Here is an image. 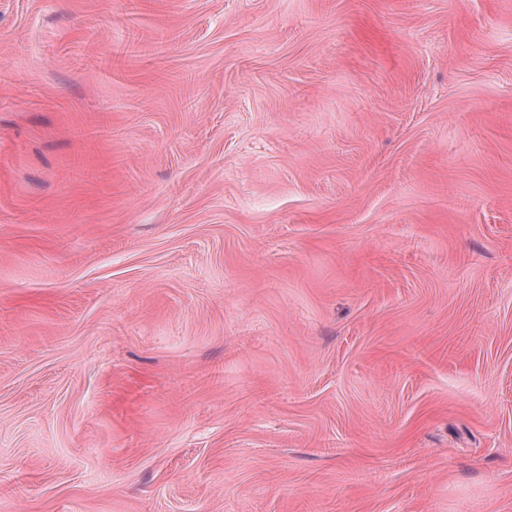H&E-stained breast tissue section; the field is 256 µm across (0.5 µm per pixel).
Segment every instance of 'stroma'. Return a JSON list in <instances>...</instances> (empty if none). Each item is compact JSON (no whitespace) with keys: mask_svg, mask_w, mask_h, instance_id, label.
Wrapping results in <instances>:
<instances>
[{"mask_svg":"<svg viewBox=\"0 0 512 512\" xmlns=\"http://www.w3.org/2000/svg\"><path fill=\"white\" fill-rule=\"evenodd\" d=\"M0 512H512V0H0Z\"/></svg>","mask_w":512,"mask_h":512,"instance_id":"35a3bbf8","label":"stroma"}]
</instances>
